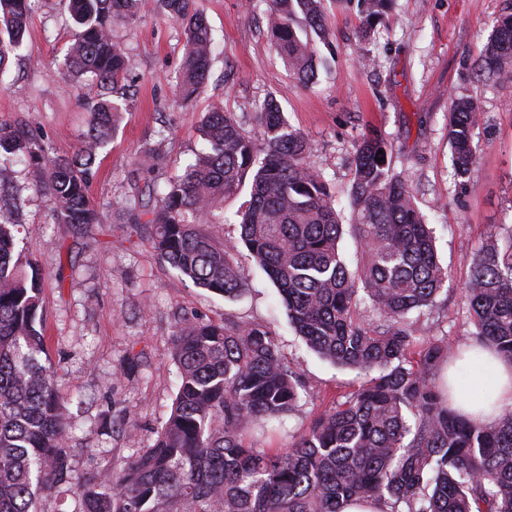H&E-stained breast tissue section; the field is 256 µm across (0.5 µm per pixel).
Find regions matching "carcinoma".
I'll return each instance as SVG.
<instances>
[{
    "label": "carcinoma",
    "mask_w": 512,
    "mask_h": 512,
    "mask_svg": "<svg viewBox=\"0 0 512 512\" xmlns=\"http://www.w3.org/2000/svg\"><path fill=\"white\" fill-rule=\"evenodd\" d=\"M140 0H68L73 22L66 75L90 74L104 92L89 106L88 130L67 156L44 136L0 124V175L15 164L36 173L56 223L78 234L101 223L88 188L99 150L127 111L129 58L112 28L133 23ZM267 33L304 82L316 53L300 23L323 26L322 0H265ZM368 37L392 0H358ZM182 29L179 88L188 100L206 84L212 37L196 0H161ZM29 0H0V71L22 45ZM478 70L512 80V5L496 21ZM479 108L453 101L448 138L454 175L470 177ZM257 128L245 131L216 104L199 126L202 147L183 173L158 192L150 175L161 154L137 161L148 175L125 200L122 221L154 228L159 258L195 286L229 299L248 290L234 264L246 249L277 287L296 332L318 355L355 370L362 382L335 402L285 452L246 436L294 412L303 388L277 339L260 324L186 318L173 335L179 384L170 414L150 448L97 465L75 481L69 465L68 398L47 354L39 271L17 250L20 199L0 186V512H39L41 494L76 496L80 512H342L348 501L375 498L387 512H512V408L479 424L448 403L439 374L449 348L418 336L410 314L436 306L448 278L414 194L395 171L382 136L360 142L352 168L350 225L362 260L350 269L339 247L343 224L323 173L309 163L310 141L277 105L264 102ZM251 181L240 236L221 240L204 228L224 223V198ZM160 194L149 208L145 197ZM380 324L357 313L359 293ZM462 297L476 345L512 362V230L472 263Z\"/></svg>",
    "instance_id": "carcinoma-1"
}]
</instances>
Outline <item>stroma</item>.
Here are the masks:
<instances>
[{
  "label": "stroma",
  "mask_w": 512,
  "mask_h": 512,
  "mask_svg": "<svg viewBox=\"0 0 512 512\" xmlns=\"http://www.w3.org/2000/svg\"><path fill=\"white\" fill-rule=\"evenodd\" d=\"M215 53L197 98L179 96L181 29L157 0L140 17L114 28L130 68L123 84L130 109L101 149L90 198L102 214L92 233L54 223L48 196L27 169L7 177L23 201V252L41 277L48 353L62 389L73 390L68 416L71 468L151 447L167 419L179 382L171 336L178 318L257 323L278 339L304 388L297 409L254 442L288 448L333 400L360 378L319 358L288 323L277 290L247 252L235 263L249 283L228 299L182 279L157 256L151 228L121 223L119 209L137 181L135 158L146 146L164 157L158 184L181 174L201 146L199 121L215 102L252 129L256 103L273 100L312 143L310 164L323 172L343 221H350L351 164L363 135L378 132L398 172L434 231L448 280L433 309L412 312L419 335L444 337L453 354L474 347V327L461 300L474 255L512 226V82L478 79L476 64L496 20L512 0H394L370 38L359 36L355 0H324V34L316 38L315 79L302 83L267 35L263 0H197ZM31 23L16 58L0 72V123L28 124L58 152L68 153L87 130L86 104L100 94L91 76L65 85L70 16L63 0H31ZM376 58L363 67L359 57ZM476 101L477 162L459 183L448 142L455 98Z\"/></svg>",
  "instance_id": "stroma-1"
}]
</instances>
